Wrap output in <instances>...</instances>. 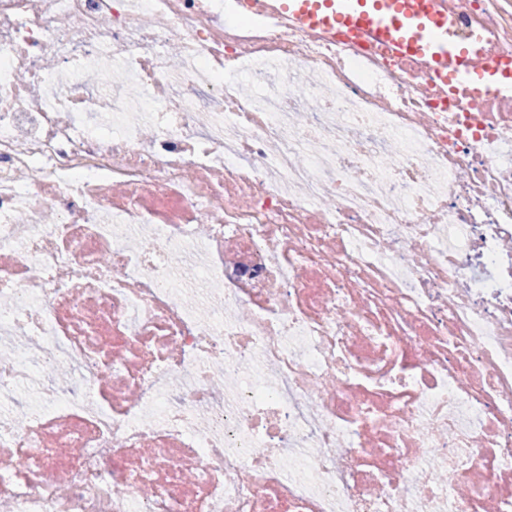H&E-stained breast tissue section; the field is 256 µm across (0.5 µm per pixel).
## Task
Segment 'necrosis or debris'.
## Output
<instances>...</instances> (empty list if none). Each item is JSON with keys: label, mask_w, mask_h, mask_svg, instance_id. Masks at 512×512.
I'll return each instance as SVG.
<instances>
[{"label": "necrosis or debris", "mask_w": 512, "mask_h": 512, "mask_svg": "<svg viewBox=\"0 0 512 512\" xmlns=\"http://www.w3.org/2000/svg\"><path fill=\"white\" fill-rule=\"evenodd\" d=\"M3 297L11 512H512V94L371 32L0 0Z\"/></svg>", "instance_id": "obj_1"}]
</instances>
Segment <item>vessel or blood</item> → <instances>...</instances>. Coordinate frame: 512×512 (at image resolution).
<instances>
[{
    "instance_id": "obj_1",
    "label": "vessel or blood",
    "mask_w": 512,
    "mask_h": 512,
    "mask_svg": "<svg viewBox=\"0 0 512 512\" xmlns=\"http://www.w3.org/2000/svg\"><path fill=\"white\" fill-rule=\"evenodd\" d=\"M279 4L310 27L340 30L350 37L368 30L393 40L404 53L429 57L439 78L474 95L512 91V62L490 69L472 65L476 44L450 38L447 19L434 14L428 0H279Z\"/></svg>"
}]
</instances>
